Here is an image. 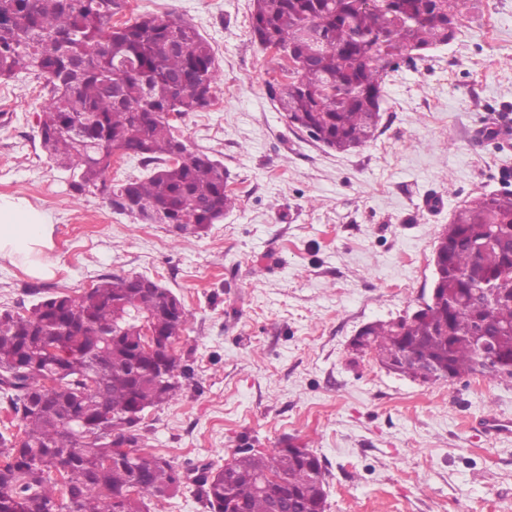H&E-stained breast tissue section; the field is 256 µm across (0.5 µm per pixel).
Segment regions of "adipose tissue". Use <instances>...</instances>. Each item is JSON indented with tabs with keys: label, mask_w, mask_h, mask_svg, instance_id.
<instances>
[{
	"label": "adipose tissue",
	"mask_w": 512,
	"mask_h": 512,
	"mask_svg": "<svg viewBox=\"0 0 512 512\" xmlns=\"http://www.w3.org/2000/svg\"><path fill=\"white\" fill-rule=\"evenodd\" d=\"M52 227L23 201L0 198V259L20 262L36 276L52 274Z\"/></svg>",
	"instance_id": "obj_1"
}]
</instances>
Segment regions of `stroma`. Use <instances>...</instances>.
<instances>
[{
	"mask_svg": "<svg viewBox=\"0 0 512 512\" xmlns=\"http://www.w3.org/2000/svg\"><path fill=\"white\" fill-rule=\"evenodd\" d=\"M251 3L127 0L123 14L186 20L212 45L214 102L176 125L223 162L238 201L199 235L174 239L72 192L40 146L39 83L0 80V196L44 214L56 264L41 279L0 259V310L152 277L189 313L176 350L194 373L178 401L145 411L140 452L191 471L290 440L323 461L327 512H512V436L468 426L512 418V379L424 385L351 351L364 325L428 299L453 211L512 190V146L493 136L512 116V0H478L454 41L390 73L377 139L347 153L277 110L267 83L281 61L254 41Z\"/></svg>",
	"mask_w": 512,
	"mask_h": 512,
	"instance_id": "1",
	"label": "stroma"
}]
</instances>
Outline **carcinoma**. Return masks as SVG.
<instances>
[{"label":"carcinoma","instance_id":"1","mask_svg":"<svg viewBox=\"0 0 512 512\" xmlns=\"http://www.w3.org/2000/svg\"><path fill=\"white\" fill-rule=\"evenodd\" d=\"M468 0H253L251 32L293 59L268 83L288 125L338 152L380 133L385 85L400 62L456 39ZM126 0H0V77L24 73L42 86L38 136L51 167L77 194L90 189L142 224L199 234L236 206L224 163L194 149L171 114L205 109L219 80L213 49L191 23L152 15L119 22ZM317 37L304 34L305 27ZM139 158L147 176L108 178L112 156ZM495 235L508 243L482 249ZM439 301L361 328L352 343L391 368H429L421 382L480 375L512 378L480 345L492 338L512 357V191L482 194L459 208L441 243ZM171 290L140 275L103 277L83 294L53 295L28 314L0 313V390L19 420L0 432V512H148L147 502L183 483L170 460L142 455L145 410L178 399L187 376L171 353L167 373L142 348L141 318L176 342L188 311L172 314ZM275 482L260 491L259 477ZM139 484L135 498L128 486ZM209 512H327L326 471L308 448H238L201 467Z\"/></svg>","mask_w":512,"mask_h":512}]
</instances>
